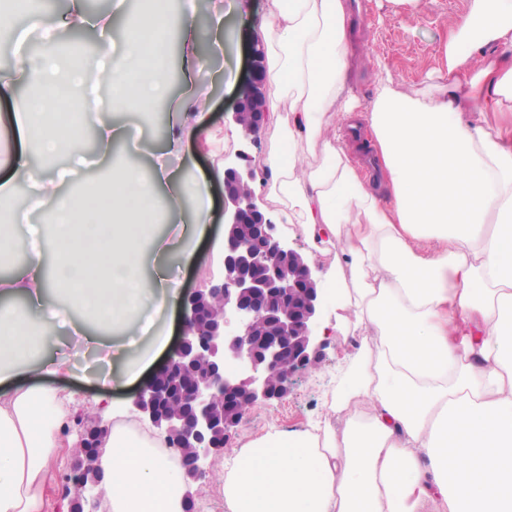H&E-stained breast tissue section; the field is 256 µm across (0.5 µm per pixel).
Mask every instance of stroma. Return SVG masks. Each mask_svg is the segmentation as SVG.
Returning a JSON list of instances; mask_svg holds the SVG:
<instances>
[{
    "label": "stroma",
    "mask_w": 512,
    "mask_h": 512,
    "mask_svg": "<svg viewBox=\"0 0 512 512\" xmlns=\"http://www.w3.org/2000/svg\"><path fill=\"white\" fill-rule=\"evenodd\" d=\"M365 9L357 15L358 24L352 35L356 42L368 43V53L352 65L348 73L349 84L359 99L357 113L366 116L373 92L379 82L411 99L430 104L441 98V87L446 74L445 45L450 30L467 15L470 0H364ZM249 10L237 15V0H215L217 10L231 14L232 19L224 31L222 50L208 49L206 32L208 20L197 19L201 35L200 46L205 53V64L196 73L201 104L190 108L181 136L186 147L168 161L179 177L201 175L210 180L213 208L208 217L209 237L197 242L194 259H172L169 276L177 281L179 291L199 288L216 278L220 271L221 256L212 251L210 241L224 234V184L222 173L225 161L235 160L239 150H247L256 168H263L270 151L277 148L283 137L282 129L264 125L256 143L244 145L241 134L235 133L232 104L239 85L249 73L248 51L253 41L262 35L266 17V0H248ZM168 102L156 103L147 115L135 112L120 113V120L141 128L148 150L163 148L170 128ZM205 113L206 122H199L198 113ZM256 192L264 201V208L272 217L279 236L298 241L305 253L315 258L321 280H328L333 253L315 249L301 225L286 223L276 194L266 180H258ZM340 311L335 297H328L322 315L323 324L333 325L329 345L317 369L311 370L291 388L280 402L254 407L246 413L234 438L225 450V457L234 454L250 439L270 427L293 429L308 421L324 417V397L335 386L336 363L344 355L354 353L358 342L337 330ZM48 351L75 357L83 372L76 381L87 408L84 421L94 423L98 417L93 411L100 393L95 384L90 358L76 356L73 344L58 334L47 344Z\"/></svg>",
    "instance_id": "obj_1"
}]
</instances>
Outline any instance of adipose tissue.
<instances>
[{"label": "adipose tissue", "mask_w": 512, "mask_h": 512, "mask_svg": "<svg viewBox=\"0 0 512 512\" xmlns=\"http://www.w3.org/2000/svg\"><path fill=\"white\" fill-rule=\"evenodd\" d=\"M168 0L124 18L125 54L102 74L99 96L81 72L62 74L55 56L24 51L28 31L0 18V45L18 60L0 72V141L13 150L0 177V204L28 185V214L0 222V261L25 262L0 278V512H49L56 461L71 456L66 435L84 402L41 384L67 372L40 355L46 337L30 325L68 328L78 342L120 359L104 386L132 378L167 347L154 314L175 305L162 273L147 275L191 239L208 233L210 192L196 180L187 197L165 168L144 176L126 125L97 131L113 158L109 184L67 190L69 168L86 149L58 112L59 87L98 112L148 107L164 97L165 47L172 28L196 51L190 16ZM270 98L286 107L285 147L265 164L282 212L308 238L339 246L354 287L330 278L341 319L360 345L355 377L337 371L326 418L272 429L248 442L220 475L226 512H512V0H471L446 47L451 91L422 104L378 84L369 127L378 159L355 165L336 132L353 116L347 0H267ZM494 55L493 63L467 60ZM35 81L37 96L19 92ZM493 120H465L457 90ZM321 160L303 164L304 146ZM68 155V167L50 162ZM49 208V223L29 213ZM189 209L193 222L157 235L158 211ZM107 430L98 450L107 512H182L179 456L165 434L99 406Z\"/></svg>", "instance_id": "adipose-tissue-1"}]
</instances>
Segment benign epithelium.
I'll return each mask as SVG.
<instances>
[{"instance_id": "benign-epithelium-1", "label": "benign epithelium", "mask_w": 512, "mask_h": 512, "mask_svg": "<svg viewBox=\"0 0 512 512\" xmlns=\"http://www.w3.org/2000/svg\"><path fill=\"white\" fill-rule=\"evenodd\" d=\"M251 53L232 119L254 143L267 116L263 43L255 41ZM256 180L250 165L224 167L222 273L183 299L181 341L133 400L138 416L164 431L196 481L209 478L246 412L284 399L328 345L317 331L324 303L318 265L275 234ZM229 361L237 370L226 369ZM77 426L75 445L97 454L103 427ZM66 479L82 491L77 503L98 512L101 472L78 460Z\"/></svg>"}]
</instances>
